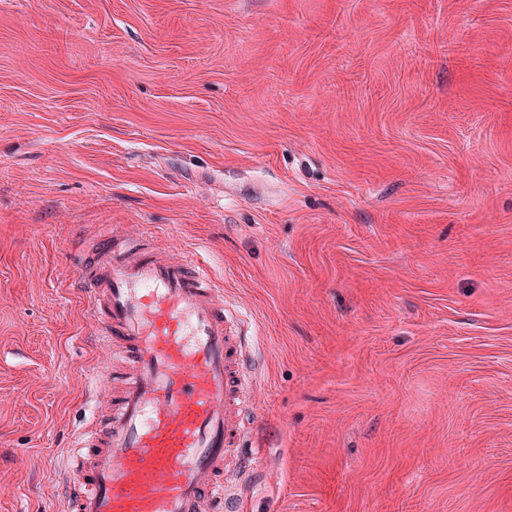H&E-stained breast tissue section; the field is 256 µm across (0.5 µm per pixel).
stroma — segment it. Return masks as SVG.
<instances>
[{
  "label": "stroma",
  "instance_id": "35a3bbf8",
  "mask_svg": "<svg viewBox=\"0 0 512 512\" xmlns=\"http://www.w3.org/2000/svg\"><path fill=\"white\" fill-rule=\"evenodd\" d=\"M104 225L252 324L244 512H512V0H0V512H69Z\"/></svg>",
  "mask_w": 512,
  "mask_h": 512
}]
</instances>
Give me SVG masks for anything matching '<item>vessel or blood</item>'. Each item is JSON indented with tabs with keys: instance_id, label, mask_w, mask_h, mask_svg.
<instances>
[{
	"instance_id": "obj_1",
	"label": "vessel or blood",
	"mask_w": 512,
	"mask_h": 512,
	"mask_svg": "<svg viewBox=\"0 0 512 512\" xmlns=\"http://www.w3.org/2000/svg\"><path fill=\"white\" fill-rule=\"evenodd\" d=\"M106 233L80 271L101 347L133 370L106 426L78 428L72 512H242L224 483L245 431L246 321L204 250L145 256Z\"/></svg>"
}]
</instances>
